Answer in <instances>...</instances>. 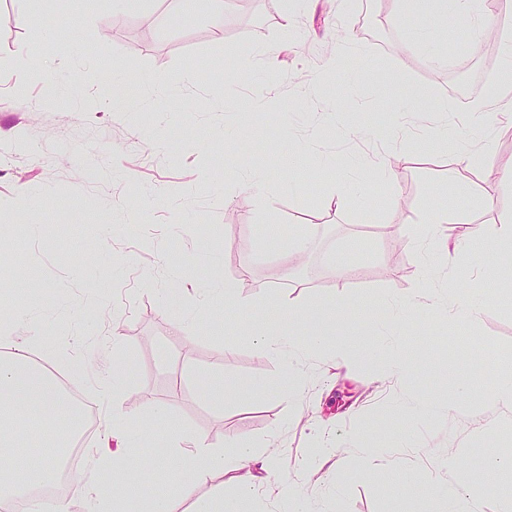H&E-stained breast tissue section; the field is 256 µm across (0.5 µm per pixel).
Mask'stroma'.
Masks as SVG:
<instances>
[{
	"instance_id": "1",
	"label": "stroma",
	"mask_w": 512,
	"mask_h": 512,
	"mask_svg": "<svg viewBox=\"0 0 512 512\" xmlns=\"http://www.w3.org/2000/svg\"><path fill=\"white\" fill-rule=\"evenodd\" d=\"M492 11L474 40L468 17L432 5L403 13L396 0H319L312 11L297 0H249L220 19L206 0L187 8L130 0L119 12L108 0H0V266L21 271L0 285V358L40 333L32 362L95 405L84 469L94 467L117 408L133 423L168 414L214 444L229 434L244 445L273 443L277 472L261 489L271 512L286 492L313 512H439V502L367 473L356 461L364 441L415 471L456 460L450 476L477 512H512V491L471 477L488 452L512 456V411L491 403V376L479 366L491 355L512 368V278L464 245L451 262L414 247L429 235L427 210L442 203L468 209L487 251L512 253L496 237L512 214V183L502 178L512 127L479 125L465 106L394 115L411 96L431 103L455 84L487 96L512 48V14L499 4ZM426 23L444 34L422 49L413 34ZM236 53L256 59L247 77L232 69ZM88 67L134 100L143 77L167 76L177 84L165 100L169 121L157 125L150 107L129 115L93 106ZM271 86L277 100L259 103ZM77 98L85 109H74ZM464 147L481 158L449 183ZM390 152L405 159L388 181L374 160ZM231 172L254 177L253 186L230 190ZM344 176L357 197L338 208L328 196ZM299 236L308 248L288 261ZM214 258L237 284V307L222 319L202 308ZM177 267L184 306L201 310L193 322L184 306L162 302ZM390 289L422 302L395 337L401 353L422 356L418 384L339 352L308 357L298 396L220 410L204 397L202 374L280 378L283 361L240 332L276 320L281 305L348 304L347 320L335 324L343 344L369 338L368 320L384 316ZM470 295L487 310L449 321L448 297ZM117 364L129 380L114 398L104 383ZM452 380L469 382L471 393L450 412L405 422L406 406L445 402ZM321 440L338 448L308 471L301 461ZM233 477L184 475L175 512H195L215 487L232 493Z\"/></svg>"
}]
</instances>
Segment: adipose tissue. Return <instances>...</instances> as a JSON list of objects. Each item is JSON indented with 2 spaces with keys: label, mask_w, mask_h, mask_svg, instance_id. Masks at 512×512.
Instances as JSON below:
<instances>
[{
  "label": "adipose tissue",
  "mask_w": 512,
  "mask_h": 512,
  "mask_svg": "<svg viewBox=\"0 0 512 512\" xmlns=\"http://www.w3.org/2000/svg\"><path fill=\"white\" fill-rule=\"evenodd\" d=\"M348 311V305L343 303L281 307L278 316L287 320L288 329H281L279 323L269 324L254 328L251 336L259 346L286 360L283 378L276 383L221 374L205 378L203 385L210 403L220 409L225 401H236L245 395H296L300 388L299 357L310 351H331L332 327ZM76 411V405L63 394L51 372L31 364L29 344H17L11 358L0 361V422L9 426L8 431L0 433V447L16 448L29 441L44 451L38 466L31 467L24 459L14 458L0 468L1 507L19 497H37L39 489L55 479L62 452L79 431ZM157 421L166 435L165 454L149 459L139 457V436L116 413L111 424L115 448H96L97 470L71 473L70 482L82 486L86 496L107 512H129L134 495L139 498L140 512H174V502L186 492L183 473L203 480L230 465L237 473L236 492L227 495L216 490L197 512H265L258 489L272 461L262 446H241L230 438L220 447L208 442L203 433L188 430L167 415H159ZM357 459L380 481L396 479L403 490L425 492L441 503V512H475L472 499L442 473L404 470L378 444H362ZM159 469L169 470V482L162 490L147 491L150 474Z\"/></svg>",
  "instance_id": "ef3b65f1"
}]
</instances>
